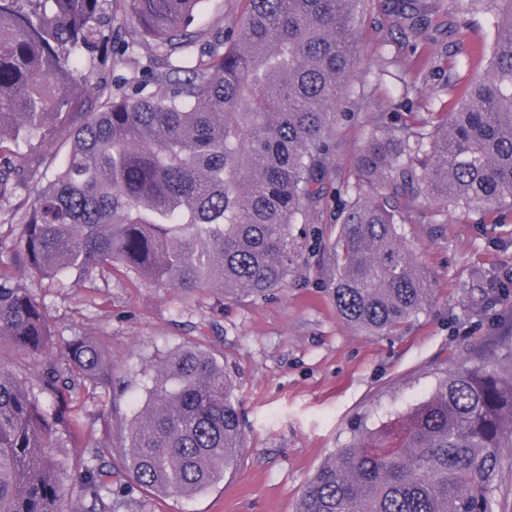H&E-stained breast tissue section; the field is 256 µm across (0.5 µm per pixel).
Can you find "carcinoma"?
<instances>
[{
    "label": "carcinoma",
    "instance_id": "obj_1",
    "mask_svg": "<svg viewBox=\"0 0 512 512\" xmlns=\"http://www.w3.org/2000/svg\"><path fill=\"white\" fill-rule=\"evenodd\" d=\"M243 2L238 26L208 31L191 28L199 0H0V194L37 174L11 164L20 142L61 131L73 140L50 185L7 223L0 512H116L139 502L137 489L192 496L242 453L232 380L199 344L149 362L145 401L112 446L108 348L83 336L54 347L34 288L112 270L231 300L285 285L361 0ZM484 2L495 29L486 74L413 143L380 122L347 186L331 294L346 322L373 334L429 302L430 279L396 229L401 196L512 213V0ZM119 16L134 23L126 48L146 51L147 84H95L82 68L86 53L112 47ZM77 85L95 87V108ZM36 356L45 363L32 376ZM81 392L96 399L103 437L73 457L64 449L82 434ZM507 453L512 368L462 365L401 418L359 430L306 483L297 512H494Z\"/></svg>",
    "mask_w": 512,
    "mask_h": 512
}]
</instances>
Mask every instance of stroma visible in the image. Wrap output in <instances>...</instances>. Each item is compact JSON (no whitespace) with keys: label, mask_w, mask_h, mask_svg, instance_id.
Returning a JSON list of instances; mask_svg holds the SVG:
<instances>
[{"label":"stroma","mask_w":512,"mask_h":512,"mask_svg":"<svg viewBox=\"0 0 512 512\" xmlns=\"http://www.w3.org/2000/svg\"><path fill=\"white\" fill-rule=\"evenodd\" d=\"M395 0H362L356 54L326 137L331 150L307 202L302 257L274 298L227 301L207 289H176L117 274L86 285L43 282L37 297L57 340L102 338L125 397L112 434L120 444L131 398H144V364L189 342L206 346L233 384L244 450L221 481L191 497L149 496L150 512H296L301 492L358 427L378 429L428 398L446 370L512 350V216H478L455 204L403 207L397 231L429 272L425 311L374 336L337 313L329 277L337 213L360 152L381 117L426 132L430 113L453 109L494 38L490 15L465 35L449 26L448 0H418L431 26L416 41ZM243 0H201L196 24L233 27Z\"/></svg>","instance_id":"obj_1"}]
</instances>
